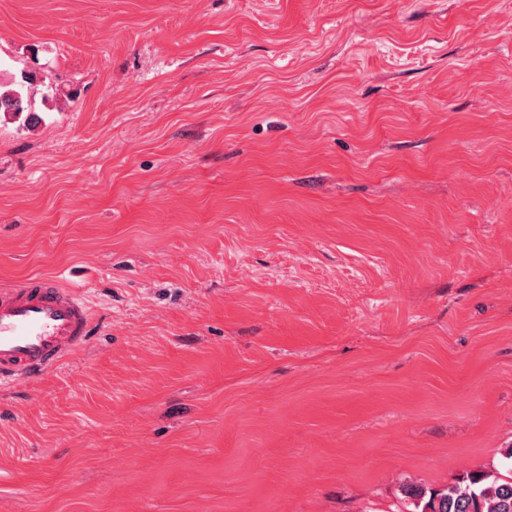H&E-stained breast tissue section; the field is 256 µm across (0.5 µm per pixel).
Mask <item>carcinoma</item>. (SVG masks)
I'll return each instance as SVG.
<instances>
[{"label":"carcinoma","mask_w":512,"mask_h":512,"mask_svg":"<svg viewBox=\"0 0 512 512\" xmlns=\"http://www.w3.org/2000/svg\"><path fill=\"white\" fill-rule=\"evenodd\" d=\"M36 81L34 74L24 72L12 84L0 89V112L18 118L27 114L34 118L27 86ZM402 495L413 512H512V476L491 477L470 472L443 489H424L407 484Z\"/></svg>","instance_id":"obj_1"}]
</instances>
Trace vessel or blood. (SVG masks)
Segmentation results:
<instances>
[{"mask_svg": "<svg viewBox=\"0 0 512 512\" xmlns=\"http://www.w3.org/2000/svg\"><path fill=\"white\" fill-rule=\"evenodd\" d=\"M90 333V308L81 290L50 277L1 287L0 386L54 370Z\"/></svg>", "mask_w": 512, "mask_h": 512, "instance_id": "vessel-or-blood-1", "label": "vessel or blood"}]
</instances>
